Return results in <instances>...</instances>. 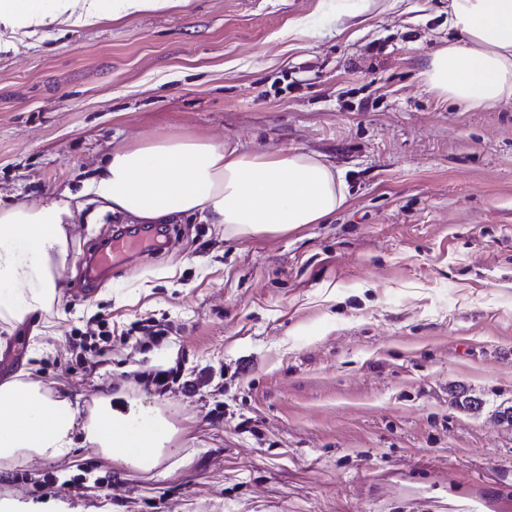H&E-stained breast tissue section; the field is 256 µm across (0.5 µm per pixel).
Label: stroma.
I'll return each instance as SVG.
<instances>
[{
  "label": "stroma",
  "instance_id": "35a3bbf8",
  "mask_svg": "<svg viewBox=\"0 0 512 512\" xmlns=\"http://www.w3.org/2000/svg\"><path fill=\"white\" fill-rule=\"evenodd\" d=\"M448 0H188L0 26V207L77 196L58 294L0 351L22 380L170 429L145 470L0 460L17 512H500L512 500V101L423 85ZM194 136L323 156L346 204L283 235L133 224L85 180ZM117 232L154 248L88 276ZM86 291L74 293L75 283ZM129 332L107 342L100 323ZM143 326L162 329L149 338ZM89 349L72 348L75 331ZM201 378L159 392L155 371ZM247 429H240V422Z\"/></svg>",
  "mask_w": 512,
  "mask_h": 512
}]
</instances>
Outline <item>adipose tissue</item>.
<instances>
[{"mask_svg":"<svg viewBox=\"0 0 512 512\" xmlns=\"http://www.w3.org/2000/svg\"><path fill=\"white\" fill-rule=\"evenodd\" d=\"M0 0V23L17 29L64 19L95 24L103 0ZM448 23L459 40L429 55L420 78L437 97L467 109L512 99V0H449ZM85 193L140 224L196 215L225 235L288 233L317 224L347 202L344 176L320 157L282 150L264 153L240 144L179 137L107 154L85 182ZM69 202L49 200L0 208V323L25 324L57 296L69 260ZM78 408L67 398L17 379L0 384V459L63 458L76 446ZM167 435H144L132 417L104 413L85 427V444L108 457L152 467Z\"/></svg>","mask_w":512,"mask_h":512,"instance_id":"ef3b65f1","label":"adipose tissue"}]
</instances>
